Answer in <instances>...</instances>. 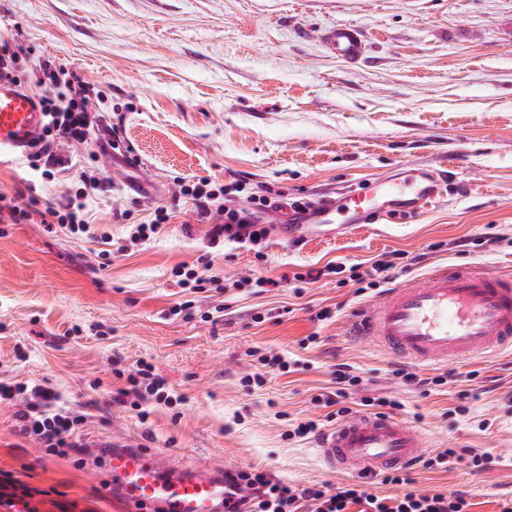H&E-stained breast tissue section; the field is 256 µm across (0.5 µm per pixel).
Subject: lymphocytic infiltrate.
I'll list each match as a JSON object with an SVG mask.
<instances>
[{"instance_id":"lymphocytic-infiltrate-1","label":"lymphocytic infiltrate","mask_w":512,"mask_h":512,"mask_svg":"<svg viewBox=\"0 0 512 512\" xmlns=\"http://www.w3.org/2000/svg\"><path fill=\"white\" fill-rule=\"evenodd\" d=\"M40 85L49 86L50 94L39 97L45 125L39 139L31 146L28 161L42 178L51 179L64 160L57 155L58 146L86 145L100 125L96 109L85 96L86 85L63 68L43 63ZM182 198L192 201L198 214L212 223V243L224 242L239 247L262 245L268 235L258 215L270 205L263 194H248L249 207L233 206L237 194L245 192L242 182L217 185L209 180L182 177L178 180ZM99 187L96 178L84 179L83 186L66 195L61 203L47 205L46 211L60 228L72 235L90 234L91 224L85 212V198ZM246 193V192H245ZM334 390L316 395L315 401L335 408L337 415L350 413L353 401L373 409L400 408V401L388 396H360L364 379L351 366L338 365L333 373ZM128 386L118 392L115 401L136 411L141 421H148L152 408L176 410L184 399L155 373L153 366L140 362L128 374ZM61 395L47 385L28 386L23 382L0 381V403L18 402L16 414L21 432L38 439L47 452L66 455L80 453L77 438L86 423L84 415L62 407ZM384 484L393 485L394 494L380 496L370 492L367 484L347 483L334 488L325 485L291 486L271 474L243 469L224 472V512H469L464 494L453 492L418 493L410 488L407 473L387 474Z\"/></svg>"}]
</instances>
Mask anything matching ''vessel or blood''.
Here are the masks:
<instances>
[{"label":"vessel or blood","instance_id":"obj_1","mask_svg":"<svg viewBox=\"0 0 512 512\" xmlns=\"http://www.w3.org/2000/svg\"><path fill=\"white\" fill-rule=\"evenodd\" d=\"M327 48L349 62L366 49L352 24L323 34ZM45 122L35 101L0 80V154H14L36 141ZM438 196L426 169L410 168L376 183L352 187L305 212L284 207L273 224L291 242H303L311 226L345 228L384 216L412 217ZM350 333L376 342L390 359L437 367L512 350V277L472 264L438 266L426 278L389 289L375 303L356 309ZM420 432L392 415L361 413L322 430L314 448L331 470L358 477L404 468L421 453ZM115 493L130 507L157 512H223L224 474L176 468L161 454L114 445L104 455Z\"/></svg>","mask_w":512,"mask_h":512}]
</instances>
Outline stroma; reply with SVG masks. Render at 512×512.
<instances>
[{"label": "stroma", "instance_id": "stroma-1", "mask_svg": "<svg viewBox=\"0 0 512 512\" xmlns=\"http://www.w3.org/2000/svg\"><path fill=\"white\" fill-rule=\"evenodd\" d=\"M361 27L366 51L347 63L322 43L326 28ZM16 50L31 97L40 65L73 71L88 86L115 140L130 155L60 147L72 161L56 179L27 159L0 156V379L47 383L88 415L83 441L132 443L176 466L266 471L292 484L333 486L312 440H291L292 420L321 419L315 394L336 364L402 402L424 452L489 448L480 470L413 467V490L463 491L471 512H499L512 497V351L448 365L454 383L430 392L398 384L372 340L347 334L355 309L376 301L347 270L399 250L392 284L441 262L512 272V0H0V43ZM442 173L439 197L397 226L321 227L300 245L268 235L263 256L210 243V223L180 198L177 177L240 180L286 204L339 186L399 174ZM111 182L88 200L102 245L47 223L41 205L76 191L81 174ZM41 204L33 206L30 196ZM168 207L151 242L134 222ZM25 211L16 220L12 209ZM130 211L131 220L121 217ZM210 255L224 290L195 297L213 322L169 309L181 296L174 272ZM344 263L338 276L296 288L292 275ZM274 280L253 293L246 280ZM289 314H282V307ZM331 320L317 321L321 308ZM316 343L302 346L308 336ZM253 348L299 355L304 367L245 390ZM123 366L151 362L185 398L180 421L159 408L148 422L114 401ZM469 390L470 411L457 414ZM18 405H0V470L33 496L32 512H129L112 495L103 459L47 453L16 427Z\"/></svg>", "mask_w": 512, "mask_h": 512}]
</instances>
